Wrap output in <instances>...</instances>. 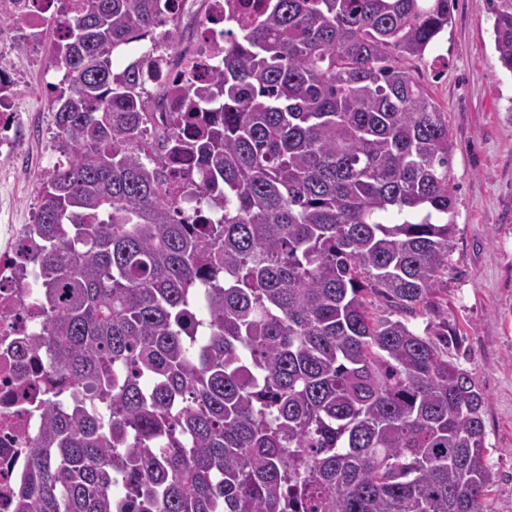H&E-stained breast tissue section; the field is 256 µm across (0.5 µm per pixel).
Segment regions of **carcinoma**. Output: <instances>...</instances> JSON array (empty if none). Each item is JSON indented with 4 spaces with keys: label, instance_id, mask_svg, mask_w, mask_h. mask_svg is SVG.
<instances>
[{
    "label": "carcinoma",
    "instance_id": "obj_1",
    "mask_svg": "<svg viewBox=\"0 0 512 512\" xmlns=\"http://www.w3.org/2000/svg\"><path fill=\"white\" fill-rule=\"evenodd\" d=\"M57 2L26 351L74 388L42 392L15 512H483L486 395L442 307L453 145L402 66L452 0H260L182 89L202 48L161 0Z\"/></svg>",
    "mask_w": 512,
    "mask_h": 512
}]
</instances>
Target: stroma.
<instances>
[{"instance_id": "obj_1", "label": "stroma", "mask_w": 512, "mask_h": 512, "mask_svg": "<svg viewBox=\"0 0 512 512\" xmlns=\"http://www.w3.org/2000/svg\"><path fill=\"white\" fill-rule=\"evenodd\" d=\"M488 0H455L443 37L425 61H405L410 75L448 113L455 190L448 301L444 316L458 347L448 358L486 395L483 414L493 485L488 512H512V72L494 48ZM18 27L0 25V44L16 75L15 151L0 176V207L8 224L33 223L38 182L56 156L46 85L57 81L48 31L17 51Z\"/></svg>"}]
</instances>
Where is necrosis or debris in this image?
<instances>
[{
    "mask_svg": "<svg viewBox=\"0 0 512 512\" xmlns=\"http://www.w3.org/2000/svg\"><path fill=\"white\" fill-rule=\"evenodd\" d=\"M28 245L24 225L0 230V512H14L16 491L28 470V442L44 426L41 380L31 355L20 350L44 321L30 283L15 276Z\"/></svg>",
    "mask_w": 512,
    "mask_h": 512,
    "instance_id": "1",
    "label": "necrosis or debris"
}]
</instances>
